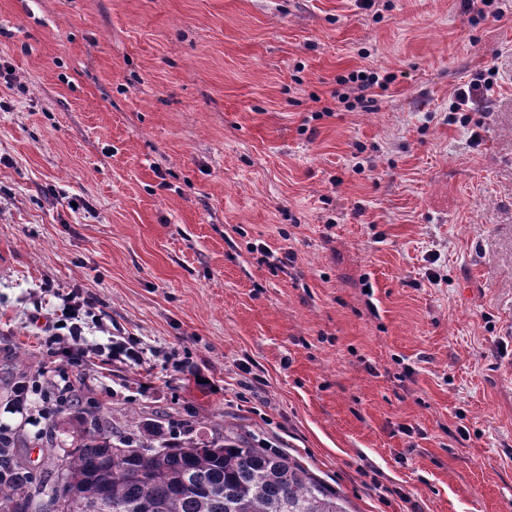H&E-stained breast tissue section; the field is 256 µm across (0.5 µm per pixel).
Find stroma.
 I'll return each mask as SVG.
<instances>
[{
    "instance_id": "1",
    "label": "stroma",
    "mask_w": 512,
    "mask_h": 512,
    "mask_svg": "<svg viewBox=\"0 0 512 512\" xmlns=\"http://www.w3.org/2000/svg\"><path fill=\"white\" fill-rule=\"evenodd\" d=\"M501 7L0 0V427L19 455L78 443L38 345L77 288L89 341L144 349L85 371L117 422L225 427L350 512H512ZM361 69L392 76L368 112L334 98ZM490 69L489 103L449 123ZM494 76L495 73L489 70V77H480L471 81L468 85L457 89L454 94V101L449 108V123H456L458 121L461 124L466 123L468 115H463V113L459 112H470L475 109L480 101L488 98L495 85Z\"/></svg>"
}]
</instances>
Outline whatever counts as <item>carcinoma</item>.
Wrapping results in <instances>:
<instances>
[{"label": "carcinoma", "instance_id": "carcinoma-1", "mask_svg": "<svg viewBox=\"0 0 512 512\" xmlns=\"http://www.w3.org/2000/svg\"><path fill=\"white\" fill-rule=\"evenodd\" d=\"M86 416L79 445L40 473L21 463L15 439L0 432V502L24 497L58 474L67 483L69 512H349L346 501L302 461L227 432L164 443L112 426L77 395Z\"/></svg>", "mask_w": 512, "mask_h": 512}]
</instances>
